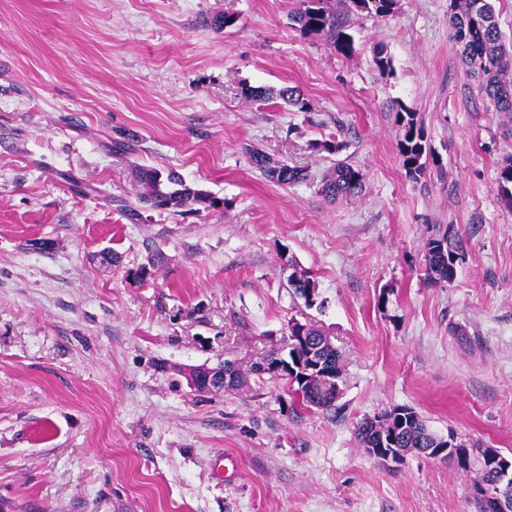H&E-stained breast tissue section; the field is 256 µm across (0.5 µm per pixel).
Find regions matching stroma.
<instances>
[{
	"label": "stroma",
	"instance_id": "1",
	"mask_svg": "<svg viewBox=\"0 0 512 512\" xmlns=\"http://www.w3.org/2000/svg\"><path fill=\"white\" fill-rule=\"evenodd\" d=\"M296 6L0 0L8 512H474V474L417 456L389 468L359 443L360 420L397 406L512 453V210L497 184L512 120L477 94L448 0L351 19L350 56L302 35ZM224 14L233 25L209 27ZM246 84L297 87L307 109L247 100ZM398 101L436 159L417 181L400 166ZM252 149L307 180L269 181ZM339 159L365 191L331 203L319 185ZM138 167L178 172L210 206H151ZM447 229L466 250L432 284L423 246ZM292 262L313 274L315 306L289 288ZM293 319L341 355L335 410L301 405L281 379L188 386L189 368L247 371L287 347Z\"/></svg>",
	"mask_w": 512,
	"mask_h": 512
}]
</instances>
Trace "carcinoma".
Returning <instances> with one entry per match:
<instances>
[{"instance_id": "cac0c4a2", "label": "carcinoma", "mask_w": 512, "mask_h": 512, "mask_svg": "<svg viewBox=\"0 0 512 512\" xmlns=\"http://www.w3.org/2000/svg\"><path fill=\"white\" fill-rule=\"evenodd\" d=\"M398 0H341L345 12L354 17L388 16L395 12ZM450 39L456 45L462 59L471 66L476 80L477 92L495 103L500 112L512 115V46L507 44L499 29L498 18L491 0H449ZM290 20L304 34L320 33L340 53L349 55L355 51L354 38L346 30V22L336 12L333 0H298V6L291 12ZM247 99H265L274 95L286 104L307 111V103L297 94L293 87L274 91L264 87L243 88ZM396 122L402 131L398 143L400 162L405 174L412 180L424 176L429 164L430 153L425 144L424 129L418 120V114L401 102L395 103ZM250 160L266 178L282 185L295 184L306 180V171L285 161H274L259 151L250 152ZM138 177L147 190V200L155 207L178 206L189 211L207 201L208 196L186 185L177 173L170 171L162 174L157 169H143ZM363 172L352 164L340 160L336 162L323 179L321 194L329 201L339 198L358 196L364 188ZM499 195L505 207L512 209V160L499 168ZM462 237L445 230L426 240L423 247V265L427 280L438 284L450 282L456 274V265L462 259ZM292 273L288 276L289 287L309 307L315 305L310 289L317 288V283L310 272L288 264ZM300 330L313 342L322 345L321 369L307 382L300 381L299 376L288 373L280 376L297 385L294 393L306 407L329 410L339 397V388H330L321 380L324 372L336 374L341 380L342 368L340 354L333 345L326 331L313 324H302ZM294 364L293 359H284L280 352L272 351L260 360L252 363L250 373L261 379L268 374V365L277 362ZM390 433L388 424L378 414L364 418L357 425V438L366 448H376L380 437ZM438 435L428 429L421 416L412 408H406L403 420L396 427L394 447L431 448ZM456 467L463 472L477 471L478 480L489 486L495 482V468L486 459L478 444L471 445L469 454L463 458H451Z\"/></svg>"}]
</instances>
